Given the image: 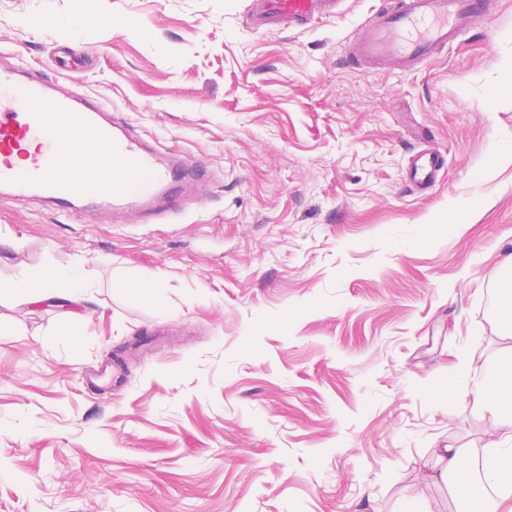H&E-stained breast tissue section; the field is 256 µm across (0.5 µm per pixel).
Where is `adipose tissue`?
Here are the masks:
<instances>
[{
  "instance_id": "adipose-tissue-1",
  "label": "adipose tissue",
  "mask_w": 512,
  "mask_h": 512,
  "mask_svg": "<svg viewBox=\"0 0 512 512\" xmlns=\"http://www.w3.org/2000/svg\"><path fill=\"white\" fill-rule=\"evenodd\" d=\"M95 281L83 263L65 270L32 269L0 283V304L38 302L51 297L84 294ZM496 321L508 345L498 368L471 390L476 410L490 412L491 439L482 457L471 449L446 445L435 449L429 482L453 480L454 512H512V278L502 290Z\"/></svg>"
}]
</instances>
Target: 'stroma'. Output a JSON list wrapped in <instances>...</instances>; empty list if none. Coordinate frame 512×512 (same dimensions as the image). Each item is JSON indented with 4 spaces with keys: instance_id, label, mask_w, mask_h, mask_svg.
Segmentation results:
<instances>
[{
    "instance_id": "35a3bbf8",
    "label": "stroma",
    "mask_w": 512,
    "mask_h": 512,
    "mask_svg": "<svg viewBox=\"0 0 512 512\" xmlns=\"http://www.w3.org/2000/svg\"><path fill=\"white\" fill-rule=\"evenodd\" d=\"M380 4L263 33L251 0H0V62L213 173L152 224L0 203L1 281L96 273L0 305V512H453L425 475L491 422L444 386L502 346L512 0L413 70L347 67ZM444 167L443 156L424 149L413 156L408 178L418 189L431 188L437 182L438 176ZM94 286L91 272L81 262L65 270L32 269L15 280L0 283V305L14 300L33 303L51 297L85 294Z\"/></svg>"
}]
</instances>
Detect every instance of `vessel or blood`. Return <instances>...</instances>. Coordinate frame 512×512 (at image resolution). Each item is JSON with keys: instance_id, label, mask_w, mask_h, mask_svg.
I'll return each mask as SVG.
<instances>
[{"instance_id": "vessel-or-blood-1", "label": "vessel or blood", "mask_w": 512, "mask_h": 512, "mask_svg": "<svg viewBox=\"0 0 512 512\" xmlns=\"http://www.w3.org/2000/svg\"><path fill=\"white\" fill-rule=\"evenodd\" d=\"M341 0H254V31H302L338 14ZM488 9L486 0H384L355 33L350 55L359 68L413 69L469 31ZM76 162L59 172L58 154ZM112 158L116 170L106 168ZM440 154L421 150L408 178L417 188L435 185ZM204 165L161 152L112 118L110 107L21 65L0 66V200H49L72 215L76 206L139 221L185 201L191 183L206 181Z\"/></svg>"}]
</instances>
